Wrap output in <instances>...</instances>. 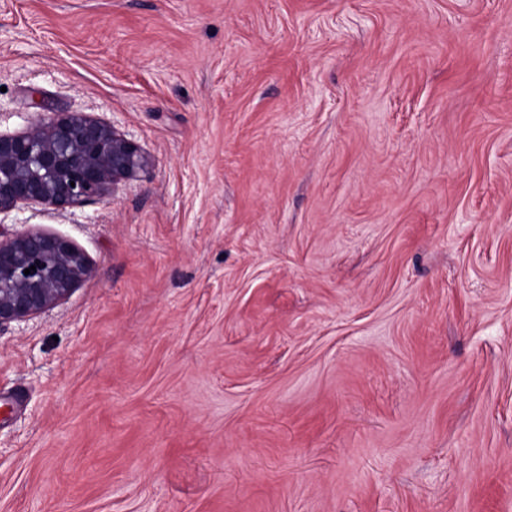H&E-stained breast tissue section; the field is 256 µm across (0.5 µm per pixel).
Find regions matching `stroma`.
<instances>
[{"label":"stroma","instance_id":"1","mask_svg":"<svg viewBox=\"0 0 512 512\" xmlns=\"http://www.w3.org/2000/svg\"><path fill=\"white\" fill-rule=\"evenodd\" d=\"M151 164L0 214L92 273L0 328V512H512V0H0V134Z\"/></svg>","mask_w":512,"mask_h":512}]
</instances>
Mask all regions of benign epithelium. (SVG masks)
<instances>
[{
    "label": "benign epithelium",
    "mask_w": 512,
    "mask_h": 512,
    "mask_svg": "<svg viewBox=\"0 0 512 512\" xmlns=\"http://www.w3.org/2000/svg\"><path fill=\"white\" fill-rule=\"evenodd\" d=\"M149 165L135 141L91 115L39 117L23 132L0 134V214L102 200ZM90 274L86 254L64 237L37 228L0 234V327L54 307Z\"/></svg>",
    "instance_id": "1"
}]
</instances>
